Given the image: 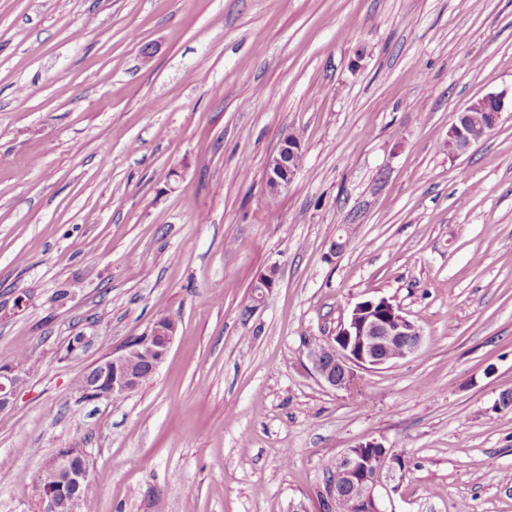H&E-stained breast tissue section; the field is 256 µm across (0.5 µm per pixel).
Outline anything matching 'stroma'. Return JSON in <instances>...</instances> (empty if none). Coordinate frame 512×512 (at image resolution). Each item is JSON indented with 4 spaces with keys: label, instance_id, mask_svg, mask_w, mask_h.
<instances>
[{
    "label": "stroma",
    "instance_id": "obj_1",
    "mask_svg": "<svg viewBox=\"0 0 512 512\" xmlns=\"http://www.w3.org/2000/svg\"><path fill=\"white\" fill-rule=\"evenodd\" d=\"M489 93H512V0H0V364L28 360L0 512H41L64 445L96 512H322L326 469L371 439L406 460L386 512H512V109L446 145ZM376 297L423 342L330 389L303 342ZM166 314L155 374L82 400ZM490 101H493L496 106L495 112H490L488 109ZM503 110V95L490 93L470 101L462 109L463 121L452 124L448 130V154L459 156L466 153L473 145L474 135L479 130L494 128ZM302 157L300 140L294 135L284 136L272 156L266 175V186L271 194L288 190ZM141 365V357L137 352L132 350L127 353V349L123 348L100 359L85 372L90 376V381L86 388L87 377L85 374L78 378L76 387L81 393V398L84 400H88L85 395L94 397L97 400L126 396L134 392L142 383L143 377L133 371L139 370Z\"/></svg>",
    "mask_w": 512,
    "mask_h": 512
}]
</instances>
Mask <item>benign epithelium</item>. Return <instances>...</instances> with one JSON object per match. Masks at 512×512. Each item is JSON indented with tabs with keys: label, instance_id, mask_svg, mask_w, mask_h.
Returning a JSON list of instances; mask_svg holds the SVG:
<instances>
[{
	"label": "benign epithelium",
	"instance_id": "benign-epithelium-1",
	"mask_svg": "<svg viewBox=\"0 0 512 512\" xmlns=\"http://www.w3.org/2000/svg\"><path fill=\"white\" fill-rule=\"evenodd\" d=\"M504 110V97L490 93L470 101L463 109V121L448 130V154L459 156L473 145L474 135L496 126ZM302 157L300 140L285 136L272 156L266 175L270 193L288 190ZM177 333V325L154 322L140 340L142 352L151 371H156L165 359ZM423 332L420 325L404 315L400 307L388 298L357 303L346 322L325 348L307 343V357L317 376L329 387L348 394L360 389L359 369H380L392 366L413 355L420 347ZM87 374L90 381L85 395L99 399H115L134 392L143 377L127 364V349L123 348L100 359ZM24 383L23 370L13 364L0 366V412L9 409ZM81 449H64L52 457L54 467L65 475L61 486L40 490L43 512H60L61 496L78 492L92 483V472L86 466L73 465ZM402 454L377 440L360 443L343 451L336 459L332 481L327 485L330 502L335 503L355 485L360 494L353 503L357 512H382L384 499L396 491V481L405 475Z\"/></svg>",
	"mask_w": 512,
	"mask_h": 512
}]
</instances>
